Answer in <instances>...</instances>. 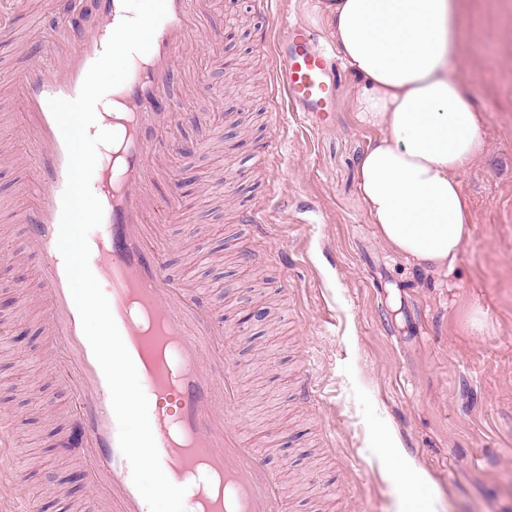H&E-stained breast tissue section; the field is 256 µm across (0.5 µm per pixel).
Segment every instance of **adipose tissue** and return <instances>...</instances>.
I'll list each match as a JSON object with an SVG mask.
<instances>
[{"mask_svg":"<svg viewBox=\"0 0 512 512\" xmlns=\"http://www.w3.org/2000/svg\"><path fill=\"white\" fill-rule=\"evenodd\" d=\"M322 14L361 82L353 110L378 131L357 165L376 233L417 267L449 273L470 229L459 177L484 149L480 111L456 70L457 0H324ZM70 118L94 130L77 146L80 165H98L112 127L93 112Z\"/></svg>","mask_w":512,"mask_h":512,"instance_id":"ef3b65f1","label":"adipose tissue"}]
</instances>
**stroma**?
<instances>
[{
    "mask_svg": "<svg viewBox=\"0 0 512 512\" xmlns=\"http://www.w3.org/2000/svg\"><path fill=\"white\" fill-rule=\"evenodd\" d=\"M319 3L277 0L263 15L254 0H214L223 36L208 57L176 63L172 94L192 70L217 89L232 74L237 87L185 104L214 125L178 134L194 147L172 159L182 198L168 225L169 269L204 287L242 370L237 419L285 473L284 512H512V0H458L470 49L457 70L479 103L485 147L460 177L470 232L446 275L387 248L363 207L357 161L376 131L352 110L351 71L324 124L268 110L263 35L287 18L324 32ZM20 35L22 47H0V114L16 119L22 106L5 90L36 46L34 22ZM25 154L24 143L0 141V243L10 245L0 257V412L22 425L18 478L37 512H85L91 493L76 452L48 453L77 424L69 391L47 369L54 340L37 300L39 264L20 252ZM225 173L228 193L212 195ZM249 207L264 212L273 260L240 259L234 216ZM255 307L267 318L239 329ZM304 382L317 401L300 397ZM392 444L421 481L414 500H399L379 464Z\"/></svg>",
    "mask_w": 512,
    "mask_h": 512,
    "instance_id": "obj_1",
    "label": "stroma"
}]
</instances>
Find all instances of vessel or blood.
I'll use <instances>...</instances> for the list:
<instances>
[{
    "label": "vessel or blood",
    "mask_w": 512,
    "mask_h": 512,
    "mask_svg": "<svg viewBox=\"0 0 512 512\" xmlns=\"http://www.w3.org/2000/svg\"><path fill=\"white\" fill-rule=\"evenodd\" d=\"M26 0H0V37L14 35ZM211 0H166L167 14L148 53L134 56L126 81L115 88L120 106L114 123L118 143L105 170L102 233L91 250L90 267L108 285L107 299L149 402V420L163 470L175 485L194 476L198 495L192 512H283L281 477L265 467L235 420L240 370L224 347L211 309L182 287L167 266L166 224L179 207L168 158L160 145L173 142L186 118L168 78L176 60L198 42L211 14ZM121 0H98L88 34L79 35L46 12L37 28L41 47L32 55L14 90L26 110L12 133L29 146L33 202L21 211L26 253L40 261V299L55 342L50 372L69 389L82 425L84 460L95 512H149L135 488L118 445V426L103 372L84 336L58 250L68 151L48 102L74 99L86 73L102 54L124 17ZM274 109L307 112L324 119L333 111L340 75L318 34L301 23L287 25L270 43ZM244 259H256L255 234L264 217L237 212ZM223 359L224 372L212 364ZM13 419H0V512H34L17 480L20 439Z\"/></svg>",
    "instance_id": "vessel-or-blood-1"
}]
</instances>
